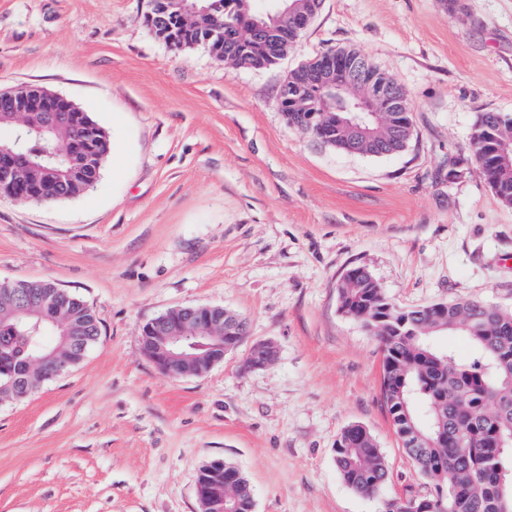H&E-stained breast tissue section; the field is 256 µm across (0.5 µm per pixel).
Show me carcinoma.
<instances>
[{"mask_svg":"<svg viewBox=\"0 0 512 512\" xmlns=\"http://www.w3.org/2000/svg\"><path fill=\"white\" fill-rule=\"evenodd\" d=\"M215 18L185 23L174 12L155 9L143 16L158 37L178 45L184 40L206 46L234 67L265 69L278 63L294 45L282 20L267 22L262 36L242 37L229 27L238 0H214ZM224 28V39L209 38L210 27ZM316 54L293 69L288 88L303 85L288 101V123L310 133L322 124L336 147L347 131L336 111V99L307 85L321 67ZM391 112L378 113L364 153L398 154L413 135L412 103L391 76ZM83 141L103 159L110 147L106 130L89 114H77ZM71 131L27 130L24 146L43 156L62 146ZM471 148L479 174L497 198L512 206V113L481 112L472 127ZM89 189L75 175L59 185L60 196L74 198ZM340 310L357 320L382 347L381 396L403 448L432 484L423 497L393 498L384 512H512V311L480 300L440 302L402 310L390 303L378 282L362 266L347 269L338 285ZM456 334L471 347L460 356L438 336ZM53 336L47 344L43 337ZM99 336L93 311L79 297L49 280L0 283V388L4 396L24 395L47 380L45 358L60 350L81 360ZM334 463L354 492L378 495L385 483L384 456L372 435L360 425L346 427L334 448ZM227 512H254L253 492L244 474L231 463L224 468Z\"/></svg>","mask_w":512,"mask_h":512,"instance_id":"cac0c4a2","label":"carcinoma"}]
</instances>
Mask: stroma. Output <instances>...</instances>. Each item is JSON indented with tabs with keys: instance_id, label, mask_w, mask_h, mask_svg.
I'll use <instances>...</instances> for the list:
<instances>
[{
	"instance_id": "obj_1",
	"label": "stroma",
	"mask_w": 512,
	"mask_h": 512,
	"mask_svg": "<svg viewBox=\"0 0 512 512\" xmlns=\"http://www.w3.org/2000/svg\"><path fill=\"white\" fill-rule=\"evenodd\" d=\"M146 2L0 0V89L59 93L112 143L78 197L0 196V283L52 281L99 326L78 364L0 399V512H200L195 478L215 459L244 473L255 512H382L429 494L381 397L382 348L340 312L337 285L359 265L401 308L512 310V206L470 146L479 113H512V0H323L261 70L173 51ZM331 47L405 87L403 152L322 146L278 109L286 75ZM195 306L233 311L249 334L207 374L174 378L141 328ZM257 342L277 359L245 368ZM352 424L385 457L381 495L336 470Z\"/></svg>"
}]
</instances>
